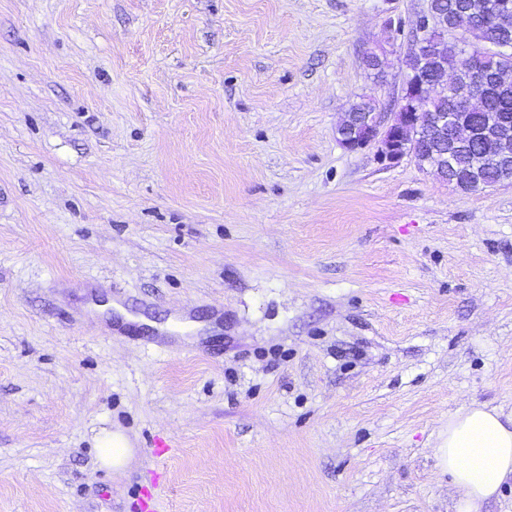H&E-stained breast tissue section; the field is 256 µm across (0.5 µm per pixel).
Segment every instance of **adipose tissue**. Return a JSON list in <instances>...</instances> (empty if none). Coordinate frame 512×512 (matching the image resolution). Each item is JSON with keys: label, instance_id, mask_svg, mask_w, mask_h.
<instances>
[{"label": "adipose tissue", "instance_id": "obj_1", "mask_svg": "<svg viewBox=\"0 0 512 512\" xmlns=\"http://www.w3.org/2000/svg\"><path fill=\"white\" fill-rule=\"evenodd\" d=\"M435 455L461 493L457 512H480L512 480V415L477 403L458 410Z\"/></svg>", "mask_w": 512, "mask_h": 512}]
</instances>
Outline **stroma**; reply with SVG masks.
<instances>
[{
  "instance_id": "stroma-1",
  "label": "stroma",
  "mask_w": 512,
  "mask_h": 512,
  "mask_svg": "<svg viewBox=\"0 0 512 512\" xmlns=\"http://www.w3.org/2000/svg\"><path fill=\"white\" fill-rule=\"evenodd\" d=\"M424 5L0 0V512H448L449 416L512 413V183L336 139ZM98 445L101 448L100 460L106 466H122L130 456L128 443L118 434L99 438Z\"/></svg>"
}]
</instances>
